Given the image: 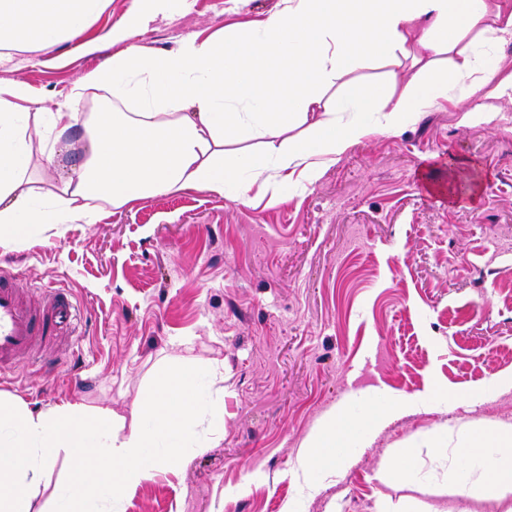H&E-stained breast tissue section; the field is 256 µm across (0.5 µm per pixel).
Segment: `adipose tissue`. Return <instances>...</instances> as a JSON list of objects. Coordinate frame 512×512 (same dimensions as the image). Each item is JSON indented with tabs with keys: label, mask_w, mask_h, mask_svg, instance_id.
I'll list each match as a JSON object with an SVG mask.
<instances>
[{
	"label": "adipose tissue",
	"mask_w": 512,
	"mask_h": 512,
	"mask_svg": "<svg viewBox=\"0 0 512 512\" xmlns=\"http://www.w3.org/2000/svg\"><path fill=\"white\" fill-rule=\"evenodd\" d=\"M108 2L0 0V66L82 32ZM470 36L512 42V0H280L253 32L193 37L164 53L129 48L76 82L52 114L60 152L77 125L86 145L84 163L59 175L50 206L24 180L33 162L25 117L36 99L25 83L0 86V241L27 224H94L106 206L185 189L246 203L254 186L282 181L304 194L352 144L411 125L447 99L449 55L458 58L461 98L512 99V79L497 80L472 57ZM360 61L406 66V82L396 90L349 80ZM93 89L110 91L123 111L95 105L80 113ZM345 106L352 114L337 122ZM295 128L300 137H290ZM251 135L266 138L265 153L225 152L227 139ZM418 406L391 399L370 418L330 411L300 448L301 472L349 462L376 425ZM449 474L458 494L479 487L503 499L512 492V427L472 425Z\"/></svg>",
	"instance_id": "ef3b65f1"
}]
</instances>
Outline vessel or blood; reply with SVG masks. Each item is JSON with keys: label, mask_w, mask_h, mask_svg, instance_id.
<instances>
[{"label": "vessel or blood", "mask_w": 512, "mask_h": 512, "mask_svg": "<svg viewBox=\"0 0 512 512\" xmlns=\"http://www.w3.org/2000/svg\"><path fill=\"white\" fill-rule=\"evenodd\" d=\"M39 307L24 303L12 269L0 267V373L30 354L38 341L72 328L76 306L58 288H45L38 294Z\"/></svg>", "instance_id": "vessel-or-blood-1"}]
</instances>
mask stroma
<instances>
[{
	"instance_id": "35a3bbf8",
	"label": "stroma",
	"mask_w": 512,
	"mask_h": 512,
	"mask_svg": "<svg viewBox=\"0 0 512 512\" xmlns=\"http://www.w3.org/2000/svg\"><path fill=\"white\" fill-rule=\"evenodd\" d=\"M133 6L110 0L75 38L1 67L0 83L28 84L52 112L129 46L167 52L251 27L277 0H176L130 41L106 42ZM466 110L493 118L465 125ZM424 171L488 189L451 202L421 186ZM279 192L247 204L160 194L96 224H32L0 245L20 290L68 289L79 310L55 346L57 373L20 362L0 396L132 423L158 365L214 373L224 418L198 423L204 447L125 490L114 512H502L455 494L448 449L467 423L512 425V101L449 97L349 147L305 195ZM377 388L427 406L387 419L307 492L303 441L335 408L373 416ZM408 450L421 476L402 482L392 464Z\"/></svg>"
}]
</instances>
